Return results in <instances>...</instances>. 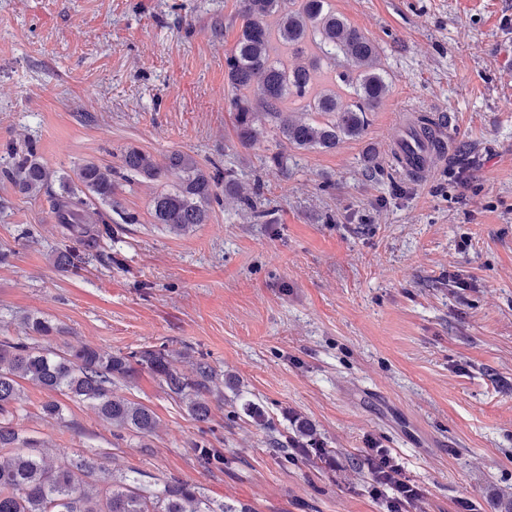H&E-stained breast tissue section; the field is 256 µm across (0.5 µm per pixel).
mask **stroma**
Wrapping results in <instances>:
<instances>
[{
	"label": "stroma",
	"mask_w": 512,
	"mask_h": 512,
	"mask_svg": "<svg viewBox=\"0 0 512 512\" xmlns=\"http://www.w3.org/2000/svg\"><path fill=\"white\" fill-rule=\"evenodd\" d=\"M330 4L379 44L389 92L362 138L288 150L279 172L274 133L243 146L232 130L238 0H0V151L32 142L56 176L119 166L130 147L181 151L261 180L267 210L257 222L226 201L174 233L151 205L177 175L122 180L111 240L72 274L49 259L67 238L57 179L31 197L0 176V340L165 344L184 374L203 352L227 380L207 424L147 371L117 383L155 412L146 438L115 436L65 396L62 419L45 416L48 392L24 384L12 422L48 464L95 457L249 512H383L360 471L376 445L422 490L416 512H453L460 497L495 512L512 498V0ZM438 114L446 150L423 179L367 171L368 150L389 156L417 117ZM28 315L52 335L26 329ZM295 414L345 475L282 453ZM201 440L223 449V470L199 466Z\"/></svg>",
	"instance_id": "1"
}]
</instances>
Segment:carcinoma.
Here are the masks:
<instances>
[{
  "label": "carcinoma",
  "mask_w": 512,
  "mask_h": 512,
  "mask_svg": "<svg viewBox=\"0 0 512 512\" xmlns=\"http://www.w3.org/2000/svg\"><path fill=\"white\" fill-rule=\"evenodd\" d=\"M241 31L224 57V74L231 96L235 136L242 146L254 142L271 125L280 144L294 149L332 150L345 139L361 138L368 127V113L389 91L387 72L378 44L351 26L330 6L329 0H239ZM345 68L338 79L351 95L342 104L336 89L316 86L323 67ZM299 105L306 120L288 111ZM440 125L428 117L419 119L416 134L436 150L444 147ZM126 175L144 182H158L170 171L182 173L172 191L153 198V216L173 232H182L209 220L220 196L239 201L255 220L265 217L258 206L262 185L244 188L231 171L210 172L185 152L156 159L130 147L121 154ZM0 172L18 190L38 196L48 188L52 174L39 160L32 145L8 147L0 155ZM116 171L95 162L77 167L75 176L87 194L72 186L70 176L60 177L63 194L52 198L59 223L77 227L88 238L110 234L112 218L99 205L120 208L116 199ZM224 193H219V186ZM53 262L66 270L78 268L79 255L70 246L59 247ZM146 370L159 381L170 398L185 406L197 422L213 415L212 403L224 402V375L205 355L194 361L193 375L182 374L167 347H150L127 353L106 352L91 346L47 353L24 341L0 340V512H234L214 502L202 488L179 479L146 485L137 474L116 477L93 457L67 460L48 468L37 451L38 441L20 440L10 416L21 399L19 381L49 393H61L88 404L113 428L151 435L154 412L142 402L117 396L119 381ZM22 444L24 450L3 453ZM192 451L201 467H224V453L204 442Z\"/></svg>",
  "instance_id": "obj_1"
}]
</instances>
